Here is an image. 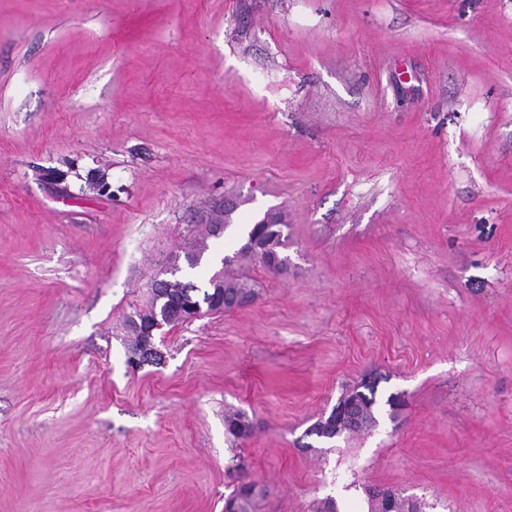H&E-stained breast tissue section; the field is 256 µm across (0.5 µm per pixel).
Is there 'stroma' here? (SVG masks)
Wrapping results in <instances>:
<instances>
[{
  "mask_svg": "<svg viewBox=\"0 0 512 512\" xmlns=\"http://www.w3.org/2000/svg\"><path fill=\"white\" fill-rule=\"evenodd\" d=\"M237 204L254 302L125 321ZM374 389L376 426L319 442ZM245 414L250 438L226 430ZM512 512V0H0V512ZM396 492L397 500L394 503L393 511H391L388 507L391 501L393 500V493L388 490L377 491L373 494L375 500L378 501L379 504L384 503L386 509L384 511L390 512H423L422 506L423 504L418 502V500L405 497L401 493Z\"/></svg>",
  "mask_w": 512,
  "mask_h": 512,
  "instance_id": "obj_1",
  "label": "stroma"
}]
</instances>
